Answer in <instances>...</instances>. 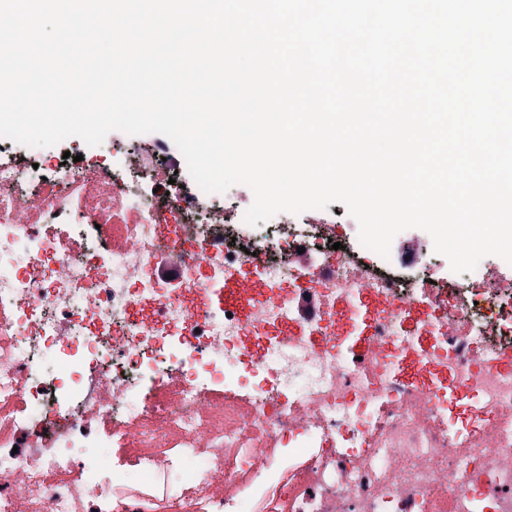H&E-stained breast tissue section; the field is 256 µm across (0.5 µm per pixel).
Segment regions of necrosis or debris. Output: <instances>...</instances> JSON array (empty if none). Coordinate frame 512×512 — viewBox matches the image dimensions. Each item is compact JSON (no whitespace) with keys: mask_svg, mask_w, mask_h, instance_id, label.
Wrapping results in <instances>:
<instances>
[{"mask_svg":"<svg viewBox=\"0 0 512 512\" xmlns=\"http://www.w3.org/2000/svg\"><path fill=\"white\" fill-rule=\"evenodd\" d=\"M126 163L0 165V512H512V280L408 281L327 224L242 237ZM237 273L269 289L259 322L203 298ZM361 290L356 358L333 310Z\"/></svg>","mask_w":512,"mask_h":512,"instance_id":"necrosis-or-debris-1","label":"necrosis or debris"}]
</instances>
